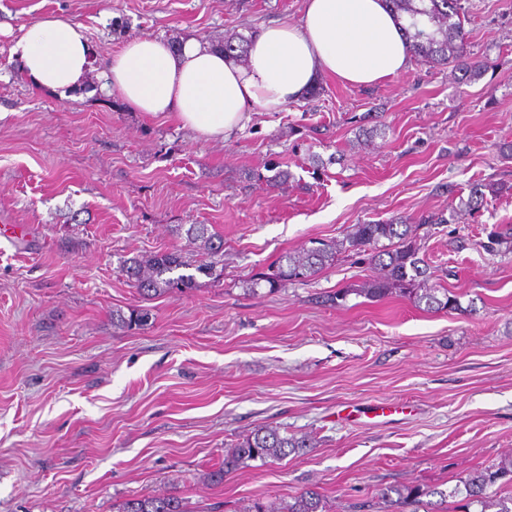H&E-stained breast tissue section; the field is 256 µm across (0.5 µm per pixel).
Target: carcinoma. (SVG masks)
Listing matches in <instances>:
<instances>
[{
	"instance_id": "1",
	"label": "carcinoma",
	"mask_w": 512,
	"mask_h": 512,
	"mask_svg": "<svg viewBox=\"0 0 512 512\" xmlns=\"http://www.w3.org/2000/svg\"><path fill=\"white\" fill-rule=\"evenodd\" d=\"M399 18H407L409 50L421 62L450 66L461 74L476 79L488 68V58L474 57L467 50L464 24L468 10L463 0H387ZM249 38L243 35L224 39L220 48L224 55L238 63L246 62L245 46ZM503 189L498 183L475 181L468 198L460 207L472 212L480 210L486 193ZM448 223L444 214H430L413 224L398 217L386 221H369L353 224L343 239L338 241L312 240L300 250L290 252L273 264L275 271L255 274L246 284V291L260 294L264 287L273 292L290 284L306 282L322 270L336 264L342 254L368 255V262L379 270V275L356 289V294L368 299L383 298L393 292L407 295L416 306L428 311H441L459 307L457 298L446 288L428 285L432 277L430 267L419 257L422 227L432 229ZM186 236L200 242L199 249L205 258L195 264L185 260L175 251L159 252L147 259L133 258L125 261L122 272L138 293L153 299L171 291L190 292L200 286L197 275H213L219 258L224 256V239L210 230L207 224H192ZM194 269L185 274L181 269ZM146 310L126 314L120 309L112 311V322L119 327L133 328L145 325ZM306 436L283 435L276 428L261 427L237 439L224 449V463L209 473L215 484L224 482V476L247 465L249 461L263 463L278 460L300 448L310 447ZM512 482V455L503 456L492 469L471 472L449 491L438 488H421L414 485L389 486L382 498L392 512H402L408 506L424 512H448V499L460 497L465 512L478 508V512H512V493L493 489L498 481ZM438 500H433V497ZM117 512H189L185 500L175 494L141 495L126 499L118 505ZM239 512H328L321 494L306 488L288 498L255 497Z\"/></svg>"
}]
</instances>
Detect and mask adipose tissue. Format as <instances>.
I'll return each mask as SVG.
<instances>
[{"mask_svg":"<svg viewBox=\"0 0 512 512\" xmlns=\"http://www.w3.org/2000/svg\"><path fill=\"white\" fill-rule=\"evenodd\" d=\"M25 79L63 99L85 92L94 50L84 25L48 16L23 27L12 48ZM410 64L400 24L385 0H305L300 24L271 25L248 47L246 63L190 39L179 51L156 37L127 42L106 85L133 111L174 115L205 139L224 140L251 120L253 107L277 111L327 74L371 86Z\"/></svg>","mask_w":512,"mask_h":512,"instance_id":"1","label":"adipose tissue"}]
</instances>
